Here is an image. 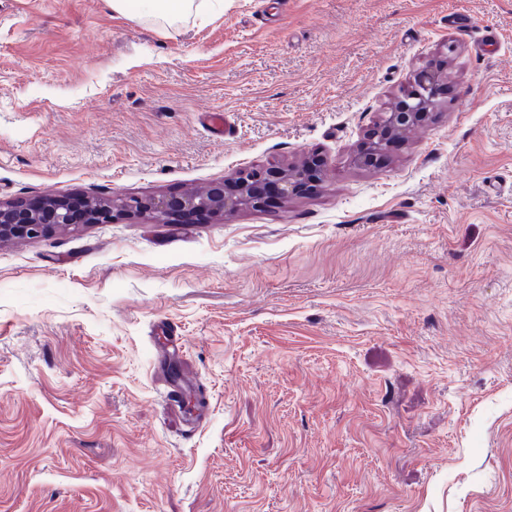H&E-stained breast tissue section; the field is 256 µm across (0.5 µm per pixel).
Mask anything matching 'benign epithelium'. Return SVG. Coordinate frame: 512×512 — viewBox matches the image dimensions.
I'll list each match as a JSON object with an SVG mask.
<instances>
[{
    "label": "benign epithelium",
    "instance_id": "benign-epithelium-1",
    "mask_svg": "<svg viewBox=\"0 0 512 512\" xmlns=\"http://www.w3.org/2000/svg\"><path fill=\"white\" fill-rule=\"evenodd\" d=\"M445 80L444 71L438 67L420 69L414 78V91L398 100L388 113L387 122L371 132V143L354 155V164L363 168L379 164L393 139L425 118L434 105L436 90ZM319 175V165L312 160L288 169H255L242 172L233 180L208 185L202 197L184 194L105 201L95 209H86L85 223L108 224L121 214L173 216L210 212L222 216L245 206L261 207L265 187L270 183L280 197L288 198L297 192L298 186ZM74 211L75 204L66 198L48 199L36 206L22 201L0 202V241L34 239L49 234L53 228H71L76 224Z\"/></svg>",
    "mask_w": 512,
    "mask_h": 512
}]
</instances>
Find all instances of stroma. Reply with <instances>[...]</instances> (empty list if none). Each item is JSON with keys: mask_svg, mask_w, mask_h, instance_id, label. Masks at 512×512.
I'll return each mask as SVG.
<instances>
[{"mask_svg": "<svg viewBox=\"0 0 512 512\" xmlns=\"http://www.w3.org/2000/svg\"><path fill=\"white\" fill-rule=\"evenodd\" d=\"M311 155L285 201L0 244V512H512V0H0V200ZM212 0H140V14L168 24L183 21L191 15H199L208 9ZM445 80L446 75L441 68L428 66L420 69L414 78V91L398 100L388 113L387 122L371 132V143L354 155V164L363 168L379 164L393 139L425 118L434 105L436 90Z\"/></svg>", "mask_w": 512, "mask_h": 512, "instance_id": "obj_1", "label": "stroma"}]
</instances>
